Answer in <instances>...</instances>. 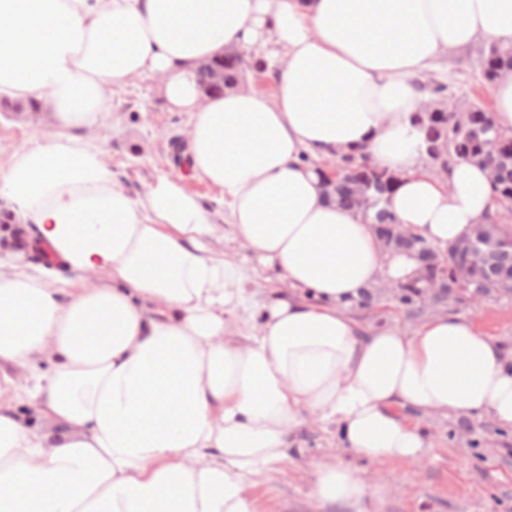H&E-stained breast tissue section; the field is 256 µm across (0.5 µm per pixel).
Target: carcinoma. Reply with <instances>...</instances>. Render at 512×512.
Here are the masks:
<instances>
[{"label": "carcinoma", "mask_w": 512, "mask_h": 512, "mask_svg": "<svg viewBox=\"0 0 512 512\" xmlns=\"http://www.w3.org/2000/svg\"><path fill=\"white\" fill-rule=\"evenodd\" d=\"M482 59L512 67V47L490 44L484 49ZM430 104L434 111L414 113L413 122L424 131L432 169L468 155L472 161L480 162L477 153L481 141L499 135L491 110L479 101L458 105L456 111L469 113L471 119L464 123L455 121L443 111L447 103L442 83L430 87ZM340 162L342 176L345 177L340 196L355 199L362 193L369 194L367 204L361 210L362 218L376 225L377 235L385 248L405 252L427 269L425 278L417 276L397 283V301L407 307L412 316L430 310L435 312L450 301L474 305L480 296L512 298V235L501 225H487L496 237L498 248L481 261L472 258L468 250H455L453 245L448 246V254L443 256L431 245L408 234L401 240L395 239L388 229L397 223V219L387 210V198L379 191V187L395 174L360 162L353 155L342 156ZM503 168L502 180L494 194L496 200L507 205V210L512 212V158L503 161ZM431 278L440 280L444 286L443 293L432 300L426 298Z\"/></svg>", "instance_id": "obj_1"}]
</instances>
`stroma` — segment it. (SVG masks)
I'll return each mask as SVG.
<instances>
[{"label":"stroma","instance_id":"stroma-1","mask_svg":"<svg viewBox=\"0 0 512 512\" xmlns=\"http://www.w3.org/2000/svg\"><path fill=\"white\" fill-rule=\"evenodd\" d=\"M481 47L448 59L447 69L434 73L447 87V97L461 104L487 100L478 62ZM109 125L92 132L116 183L135 196L145 195L158 177L180 181L215 215L211 245L242 263L252 323H259L270 289L278 277L248 257L245 248L224 239L227 208L219 189L196 179L184 155L188 116L169 111L157 93L156 81L131 79L110 91ZM54 133L48 113L0 112V170L12 156ZM449 313L473 319L512 349V299H489L475 307L448 304ZM421 425L433 443L428 456L415 462L377 465L352 457L340 448L334 427L309 425L293 461L250 480L249 493L258 512H322L309 496L311 466L325 458L351 463L368 484L385 493L375 512H512V430L486 417H474L460 429L455 417L432 416Z\"/></svg>","mask_w":512,"mask_h":512}]
</instances>
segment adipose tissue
Returning a JSON list of instances; mask_svg holds the SVG:
<instances>
[{"label":"adipose tissue","instance_id":"adipose-tissue-1","mask_svg":"<svg viewBox=\"0 0 512 512\" xmlns=\"http://www.w3.org/2000/svg\"><path fill=\"white\" fill-rule=\"evenodd\" d=\"M270 42L284 50L273 94L202 97L201 61ZM492 42L512 45V0H0V99L46 106L56 129L0 172V199L70 273L5 252L0 512H256L251 477L291 460L312 422L377 464L424 457L428 416L512 429L501 338L444 311L410 334L352 313L418 264L384 252L316 166L356 149L394 172L391 211L443 253L499 221L485 167L431 174L412 121L422 73ZM133 77L189 113L193 174L222 192L231 239L279 274L258 328L243 266L207 245L211 211L169 178L131 195L88 138L109 122L108 86ZM383 492L342 461L312 471L332 512H369Z\"/></svg>","mask_w":512,"mask_h":512}]
</instances>
